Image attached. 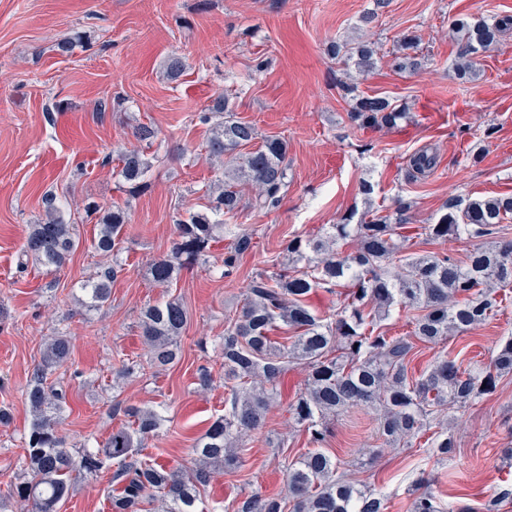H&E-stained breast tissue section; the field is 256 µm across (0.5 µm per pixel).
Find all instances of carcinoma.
<instances>
[{
  "instance_id": "carcinoma-1",
  "label": "carcinoma",
  "mask_w": 512,
  "mask_h": 512,
  "mask_svg": "<svg viewBox=\"0 0 512 512\" xmlns=\"http://www.w3.org/2000/svg\"><path fill=\"white\" fill-rule=\"evenodd\" d=\"M512 30V15L489 20L461 19L456 34L460 78L474 75L471 56L490 50L498 38ZM420 38L402 36L393 53V66L415 71L421 66ZM329 52L346 64L354 62L365 74L376 64L377 47L365 39L356 45L333 42ZM214 124L206 144L215 183L221 192L204 211L192 212L176 224L170 253L150 263L148 275L159 287H169L187 268L208 262L211 248L224 235V215L243 209L237 186L255 190L252 204L267 210L278 208L288 179V142L265 138L257 149H241L258 139L256 127L235 119L228 98H220L199 115ZM347 117L370 129H391L402 119L386 98L362 96ZM436 158L425 151L414 154L410 169L423 174ZM151 161L132 149L121 157L120 176L131 191L143 187ZM46 219L30 225L24 255L45 272H57L78 248L75 225L59 216L57 197H43ZM411 205L401 199L386 214L365 212L360 218L348 212L324 229L320 237L296 236L285 248L292 271L264 270L252 277L240 310L225 320L221 355L224 358V415L216 418L197 437L192 448L193 468L187 474L138 457L150 437L158 434L163 417L136 405L124 407L127 418L108 438L81 450L67 446L61 433L66 391L48 376L70 359L71 337L56 333L34 367L26 397L32 421L25 437V471L29 478L11 485L9 497L28 507L27 512H59L76 479L93 474L109 461L118 468L112 481L121 485L112 496V512H142L149 498L161 503L163 512H197L199 488L219 471L232 472L243 463L237 448L263 428L266 414L277 397V383L291 365H303L309 375L303 392L290 405L295 425L308 433L317 449L286 466L288 496L251 495L237 512H385L386 495L363 490L340 471L337 458L320 449L336 416L350 407L377 411V434L383 444H409L432 431L431 445L445 460L453 442L444 437L440 414L448 405H474L493 393L499 378L512 374V338L502 342L486 365L470 368L447 356L431 360L415 375L409 368L418 346L429 347L448 339L451 331L464 332L494 314L496 289L512 288V239L500 238L478 247L462 261L447 254L403 253ZM86 212H103L94 249L117 256L128 213L119 206L106 211L95 203ZM512 214V196L465 199L450 196L435 222L424 228V243L455 236L490 237L497 225ZM348 246L345 251L342 246ZM256 247L254 234L237 232L224 252V271L237 269L240 259ZM299 263L304 269L296 268ZM122 265L116 261L83 281L81 306L87 312L107 304L112 283ZM345 289L341 310L324 321L308 304L317 289ZM415 310L412 330L405 336H389L381 321L398 310ZM139 324L149 364L162 370L178 359V341L187 324V312L178 299L148 305ZM278 335L273 336L271 332ZM412 512H443L426 490V479L414 481Z\"/></svg>"
}]
</instances>
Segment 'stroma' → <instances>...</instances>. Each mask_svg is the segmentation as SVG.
Here are the masks:
<instances>
[{
	"instance_id": "35a3bbf8",
	"label": "stroma",
	"mask_w": 512,
	"mask_h": 512,
	"mask_svg": "<svg viewBox=\"0 0 512 512\" xmlns=\"http://www.w3.org/2000/svg\"><path fill=\"white\" fill-rule=\"evenodd\" d=\"M373 0H0V497L15 504L8 487L24 472V438L31 415L25 397L34 365L55 333L71 336L73 352L52 381L67 394L61 430L69 445L104 442L124 423L120 407L158 408L159 436L146 441L145 461L189 470L194 440L224 412V318L235 311L257 271L283 263L288 240L315 234L344 213L367 207L393 209L410 202L414 225L430 224L448 196L512 194V30L497 47L479 53L476 74L457 76L456 44L448 32L462 16L489 19L512 14V0H390L369 39L380 52L370 73L345 74L328 51L336 39L360 37V16ZM82 37L71 52L57 42ZM421 38L423 67L413 73L391 66L404 34ZM186 60L175 81L166 75L169 56ZM350 79L358 94L389 99L405 114L398 129L372 132L347 118L351 100L339 82ZM228 95L236 119L255 125L260 137L288 142V186L278 209L251 207L243 186V210L235 223L253 230L257 246L223 276V246L209 261L183 271L170 287L155 286L147 269L169 253L176 220L203 209L214 176L206 158L210 125L197 115L212 99ZM106 111H98L100 101ZM155 127L146 155L147 183L129 193L104 157L136 147V126ZM436 157L435 167L412 180L410 157ZM373 186L363 195L362 183ZM64 201L80 245L66 267L49 275L22 254L30 225L43 220L42 198ZM118 205L129 213L123 231V270L112 297L84 315L81 281L107 265L91 247L97 232L86 203ZM182 299L187 325L180 362L164 371L146 368L139 314L147 306ZM512 337V289L499 312L448 341L423 349L411 367L450 353L468 363L487 362L500 341ZM143 370L121 378L123 360ZM211 370L214 386L199 391L198 368ZM307 372L289 366L279 397L261 431L247 441L244 465L215 475L200 491L202 512H233L244 497L286 495L283 465L310 449L305 432L288 427L289 405ZM454 449L438 462L426 438L399 448H380L371 410L355 407L337 417L325 446L352 480L389 497L387 512H410L408 489L426 477L442 502L461 501L475 512H512V376L496 391L466 407H449ZM284 438L281 448L271 439ZM379 448L375 463L362 451ZM111 471L81 479L60 512H111Z\"/></svg>"
}]
</instances>
